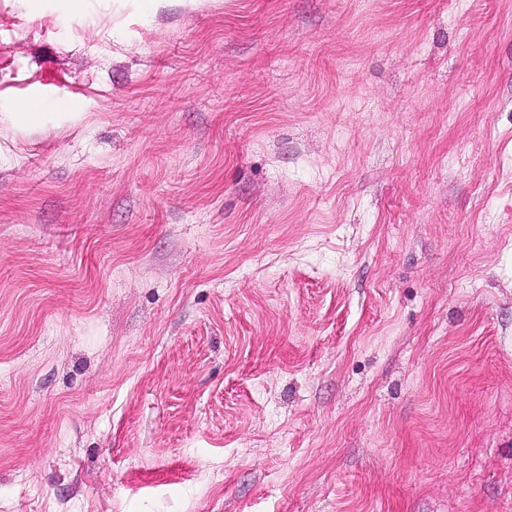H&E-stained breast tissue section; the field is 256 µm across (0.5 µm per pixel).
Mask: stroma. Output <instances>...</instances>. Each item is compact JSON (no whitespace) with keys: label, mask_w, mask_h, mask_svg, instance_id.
<instances>
[{"label":"stroma","mask_w":512,"mask_h":512,"mask_svg":"<svg viewBox=\"0 0 512 512\" xmlns=\"http://www.w3.org/2000/svg\"><path fill=\"white\" fill-rule=\"evenodd\" d=\"M0 512H512V0H0Z\"/></svg>","instance_id":"1"}]
</instances>
